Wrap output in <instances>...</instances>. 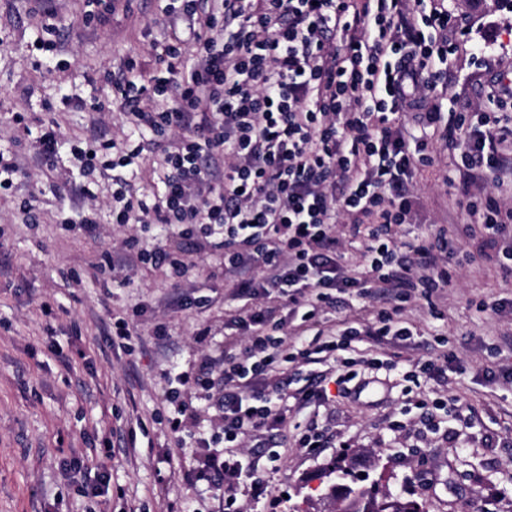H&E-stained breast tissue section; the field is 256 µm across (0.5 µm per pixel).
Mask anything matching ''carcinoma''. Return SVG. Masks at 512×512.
Wrapping results in <instances>:
<instances>
[{
	"label": "carcinoma",
	"instance_id": "1",
	"mask_svg": "<svg viewBox=\"0 0 512 512\" xmlns=\"http://www.w3.org/2000/svg\"><path fill=\"white\" fill-rule=\"evenodd\" d=\"M329 474L336 475V480L328 486L324 500L333 507L341 503L342 512H425L418 501L383 491L377 482L359 484L351 462H335Z\"/></svg>",
	"mask_w": 512,
	"mask_h": 512
}]
</instances>
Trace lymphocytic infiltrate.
Segmentation results:
<instances>
[{
	"mask_svg": "<svg viewBox=\"0 0 512 512\" xmlns=\"http://www.w3.org/2000/svg\"><path fill=\"white\" fill-rule=\"evenodd\" d=\"M165 16V76L103 74L138 138L95 137L80 154L90 171L124 168L142 155L143 135L161 140L163 192L122 177L112 192L113 223L165 229L163 241H129L134 266L182 283V242L196 234L223 256L236 333L199 365L213 416L181 476L208 480L223 489L224 512H244L240 492L253 502L269 494L248 442L279 467L292 401L311 421L300 447H322L327 383L393 368L385 350L414 336L407 302L447 286L461 238L479 234L512 277V207L474 192L512 176V117L430 104L455 52L436 0H169ZM437 145L455 159L449 182L469 217L454 235L413 222L408 180ZM346 238L363 244L353 269L341 262ZM342 295L370 307L324 330Z\"/></svg>",
	"mask_w": 512,
	"mask_h": 512,
	"instance_id": "lymphocytic-infiltrate-1",
	"label": "lymphocytic infiltrate"
}]
</instances>
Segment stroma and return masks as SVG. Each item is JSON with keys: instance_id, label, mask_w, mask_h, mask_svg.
Instances as JSON below:
<instances>
[{"instance_id": "35a3bbf8", "label": "stroma", "mask_w": 512, "mask_h": 512, "mask_svg": "<svg viewBox=\"0 0 512 512\" xmlns=\"http://www.w3.org/2000/svg\"><path fill=\"white\" fill-rule=\"evenodd\" d=\"M447 4L456 52L446 105L462 112L484 104L493 74L512 72V0ZM162 7L161 0H132L100 26L87 20L83 0H55L51 22L62 49L53 60L35 46L34 0H0V150L18 154L23 166L13 187L0 189V512H224L222 491L187 484L178 473L209 428L204 392L192 396L198 421L180 434L163 400L167 372L192 370L203 354L224 348V317L236 305L225 299L223 276L207 274L221 257L186 245L194 268L181 288L148 268L111 269L109 256L143 231L113 223L111 172L84 173L70 151L94 134L130 135L98 76L158 74ZM98 102L103 111H92ZM18 112L24 124H16ZM51 120L61 125L62 144L48 168L33 151L41 124ZM452 169L438 149L433 164L416 172L415 223L466 222L465 212L443 211ZM83 185L90 195L79 194ZM86 211L98 221L92 235L74 227ZM462 251L435 307L415 299L407 315L423 341L447 337L463 373L451 375L448 387L424 382L409 393L407 361L363 372L360 390L337 394L320 413L335 447L312 453L298 447L308 419L289 407L288 457L267 471L271 495L253 512H321L320 473L343 457L426 512H512V386L501 375L512 368V313L488 308L512 299V281L477 242ZM136 306L145 345L130 354L104 333L113 315ZM159 324L170 335L163 351L152 342ZM445 397L454 408L421 423L416 402ZM76 459L87 465V481L109 474L104 495L80 491L67 469Z\"/></svg>"}]
</instances>
